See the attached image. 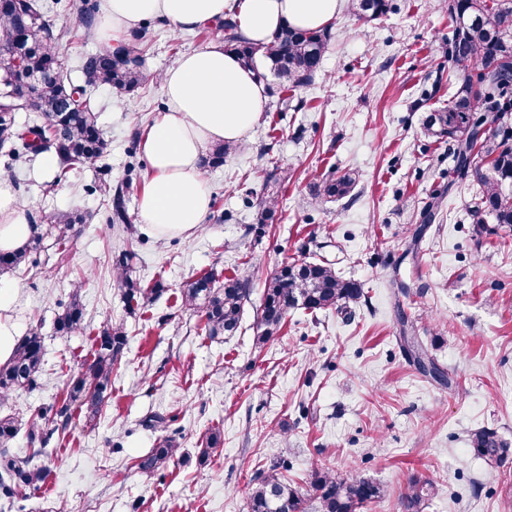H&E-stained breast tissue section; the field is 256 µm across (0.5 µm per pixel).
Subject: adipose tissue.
Instances as JSON below:
<instances>
[{"label": "adipose tissue", "mask_w": 512, "mask_h": 512, "mask_svg": "<svg viewBox=\"0 0 512 512\" xmlns=\"http://www.w3.org/2000/svg\"><path fill=\"white\" fill-rule=\"evenodd\" d=\"M342 0H100L99 33L109 43L145 19L160 18L175 30L192 31L230 16L242 36L270 42L282 25L319 30L339 13ZM167 109L148 131L143 150L151 180L141 194V223L157 236H187L202 224L210 206L208 186L199 167L215 145L234 143L257 123L265 88L222 41L182 55L161 76ZM34 232L28 211L11 182L0 177V252L21 249ZM19 289L0 286V363L8 362L23 335L16 315Z\"/></svg>", "instance_id": "1"}]
</instances>
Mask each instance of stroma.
Here are the masks:
<instances>
[{"label":"stroma","mask_w":512,"mask_h":512,"mask_svg":"<svg viewBox=\"0 0 512 512\" xmlns=\"http://www.w3.org/2000/svg\"><path fill=\"white\" fill-rule=\"evenodd\" d=\"M371 22L342 7L331 24L323 69L297 91L304 105L281 111L274 81L264 112L218 168L204 169L211 205L189 236L158 238L140 223L147 183L141 138L166 100L158 74L208 46L203 31L143 22L148 82L121 98L105 87L91 105L108 142L97 165L70 173L53 192L38 161L7 168L30 211L77 210L85 222L57 244L44 239L39 265L0 277L20 288L18 315L39 327V386L12 394L0 412L18 418L13 450L28 454L34 414L62 406L69 377L93 357L103 323H123L128 344L112 372V401L94 423L71 407L63 441L41 462L49 471L12 512H246L254 475L280 456L288 480L306 487L312 468L354 473L385 486L363 512H399L410 479H430L426 512H512V458L490 468L469 435L488 429L512 444V236L481 232L470 216L471 186L450 184L447 141L425 137L428 112L448 103L455 64L445 53L453 19L446 0H390ZM281 170L274 222L259 223L268 173ZM358 172L354 200L315 199L316 179ZM124 184L128 221L111 225L102 195L85 185ZM441 197L436 221L420 209ZM131 275L159 297L129 308L112 259L126 247ZM312 257L362 283L351 318L334 310H293L282 333L253 345L255 303L284 260ZM214 271L248 278L253 293L239 332L212 339L201 310L183 308V286ZM87 329L63 335L55 318L74 281ZM417 337L438 372L406 353ZM166 416L160 428L150 424ZM221 455L199 464L207 436ZM174 462L157 474L137 467L160 439Z\"/></svg>","instance_id":"1"}]
</instances>
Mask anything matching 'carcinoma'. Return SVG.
<instances>
[{
	"label": "carcinoma",
	"instance_id": "carcinoma-1",
	"mask_svg": "<svg viewBox=\"0 0 512 512\" xmlns=\"http://www.w3.org/2000/svg\"><path fill=\"white\" fill-rule=\"evenodd\" d=\"M54 17L47 16L39 0H28L25 14L13 4L0 7V100L11 89L28 92L35 104L24 123L14 113L0 109V155L12 164L27 163L50 154L58 161V172L48 185L51 192L67 175L92 167L107 153L108 144L99 126L96 112L77 106L72 93L83 94L89 87H108L118 96L134 92L148 81L141 48L124 47L112 56L106 52L82 57L83 82L65 84L62 76L64 56L60 40L68 36L75 43L92 30L94 5L88 0H56ZM358 18L372 21L386 14L389 0H351ZM455 27L448 34L446 53L454 63L468 70L448 105L429 113L423 122L424 134L446 139L452 146L454 172L460 182L476 188L470 206L477 224H494L492 232H512V122L500 117L512 115V0H498L489 6L486 0H450ZM224 50L238 56L242 64L256 71L258 78L268 71L279 80L283 90L296 91L311 84L321 69L330 41L329 29L303 30L285 25L266 44L246 40L236 21L227 17L216 26ZM20 56L15 67L13 57ZM357 176L353 171L332 174L314 184L315 196L343 199L353 195ZM94 191L108 197L109 222L128 223L124 191L105 185ZM35 231L28 244L12 254L0 253V276L29 261H37L43 237L53 235L58 242L70 238L76 225L84 223L77 211H57L37 220L30 218ZM134 251L121 252L113 263L114 282L123 292L128 306L150 303L158 289L143 288L130 276ZM209 272L190 281L181 291L183 306L201 309L206 329L212 338L230 337L240 329L244 306L252 288L245 278H226ZM82 285L70 295L69 303L55 320L60 334L84 329L85 313L81 302ZM364 296L362 285L336 275L324 261L293 260L282 263L266 280L259 307L256 308L257 347L277 336L288 314L302 308L310 312L335 309L344 312ZM96 349L66 383V403L59 409L37 413L29 425L32 453L21 456L0 446V495L3 506L40 488L47 468L33 464L44 453L56 432H65L70 422L69 404L85 409L95 419L112 392V370L122 358L128 343L121 324L106 323L97 329ZM44 356L43 337L32 328L19 341L10 361L0 365V404L12 393L33 389L40 377ZM18 422L10 414L0 415V443L12 440ZM221 437L206 438L199 462L221 451ZM474 453L491 464L503 463L512 454L508 443L487 429L470 433ZM179 453L171 439L161 442L145 455L137 467L153 474L167 467ZM288 457L256 473L247 501V512H309L308 501L318 503L316 512H361L368 503L385 496L383 486L352 474H338L314 468L308 476L309 490L288 484ZM433 493L429 480L414 479L400 498L403 512H425Z\"/></svg>",
	"mask_w": 512,
	"mask_h": 512
}]
</instances>
